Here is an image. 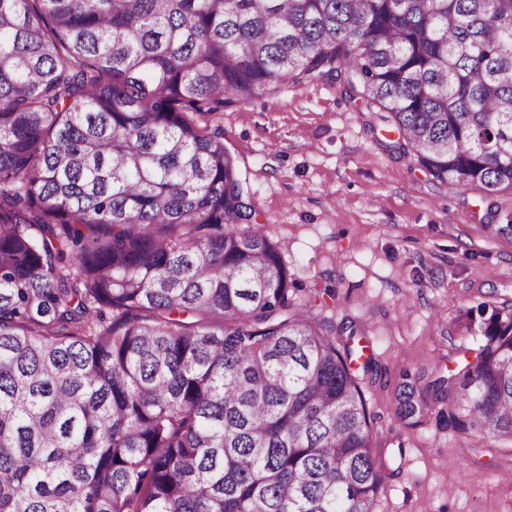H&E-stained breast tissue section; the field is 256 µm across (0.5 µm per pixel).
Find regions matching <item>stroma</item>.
I'll return each mask as SVG.
<instances>
[{
	"instance_id": "obj_1",
	"label": "stroma",
	"mask_w": 512,
	"mask_h": 512,
	"mask_svg": "<svg viewBox=\"0 0 512 512\" xmlns=\"http://www.w3.org/2000/svg\"><path fill=\"white\" fill-rule=\"evenodd\" d=\"M220 124L298 301L353 326L381 369L383 383L365 388L385 472L374 512H512V442L472 440L460 468L458 432L407 425L392 408L402 372L432 380L474 361L484 339L458 330L460 311L512 300V237L485 230L512 220V196L491 205L432 178L333 80L225 107Z\"/></svg>"
}]
</instances>
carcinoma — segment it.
<instances>
[{"instance_id": "1", "label": "carcinoma", "mask_w": 512, "mask_h": 512, "mask_svg": "<svg viewBox=\"0 0 512 512\" xmlns=\"http://www.w3.org/2000/svg\"><path fill=\"white\" fill-rule=\"evenodd\" d=\"M335 78L512 194V0H0V512H373L372 358L295 300L219 115ZM400 420L512 441V303Z\"/></svg>"}]
</instances>
